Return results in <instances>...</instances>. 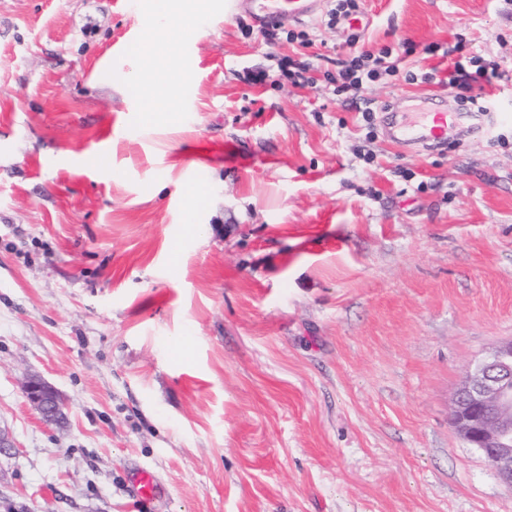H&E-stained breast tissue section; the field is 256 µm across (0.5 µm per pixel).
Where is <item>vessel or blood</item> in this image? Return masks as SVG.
<instances>
[{"mask_svg":"<svg viewBox=\"0 0 512 512\" xmlns=\"http://www.w3.org/2000/svg\"><path fill=\"white\" fill-rule=\"evenodd\" d=\"M319 5L320 0H236L237 9L259 25L285 17L296 20L308 18L314 15ZM462 119L463 115L458 109L433 112L419 103L402 112L400 120L389 128L388 137L403 147H430L442 142L445 131L460 126ZM131 481L136 503L147 506L159 490L156 476L143 470L133 473Z\"/></svg>","mask_w":512,"mask_h":512,"instance_id":"b4317fda","label":"vessel or blood"}]
</instances>
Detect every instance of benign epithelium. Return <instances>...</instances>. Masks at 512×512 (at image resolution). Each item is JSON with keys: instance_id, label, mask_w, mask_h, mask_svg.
<instances>
[{"instance_id": "1", "label": "benign epithelium", "mask_w": 512, "mask_h": 512, "mask_svg": "<svg viewBox=\"0 0 512 512\" xmlns=\"http://www.w3.org/2000/svg\"><path fill=\"white\" fill-rule=\"evenodd\" d=\"M24 393L43 420L63 422L64 404L51 385L32 377ZM449 420L499 481L512 487V339L468 366L452 398Z\"/></svg>"}]
</instances>
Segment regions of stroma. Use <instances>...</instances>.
Returning a JSON list of instances; mask_svg holds the SVG:
<instances>
[{
  "label": "stroma",
  "mask_w": 512,
  "mask_h": 512,
  "mask_svg": "<svg viewBox=\"0 0 512 512\" xmlns=\"http://www.w3.org/2000/svg\"><path fill=\"white\" fill-rule=\"evenodd\" d=\"M198 4L149 123L100 81L153 65L135 0H0V512H512L448 420L512 338V78L487 89L494 126L386 137L409 99H454L421 47L512 70V0H361L366 44L437 73L364 86L371 139L325 80L347 24ZM307 57L321 81L292 84ZM140 469L162 485L142 511ZM24 393L43 420L53 424L63 422L64 404L51 385L40 378L32 377L25 383Z\"/></svg>",
  "instance_id": "1"
}]
</instances>
